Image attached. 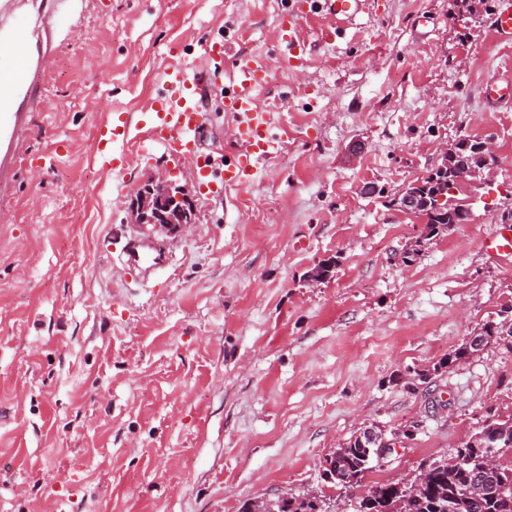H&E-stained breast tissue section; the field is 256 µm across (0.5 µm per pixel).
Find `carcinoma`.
I'll use <instances>...</instances> for the list:
<instances>
[{
  "label": "carcinoma",
  "instance_id": "1",
  "mask_svg": "<svg viewBox=\"0 0 512 512\" xmlns=\"http://www.w3.org/2000/svg\"><path fill=\"white\" fill-rule=\"evenodd\" d=\"M416 190L425 195L426 204L419 213L424 240L430 241L448 230L451 224H465L470 211L454 200L451 192L458 190L454 183L453 167L431 169L419 179ZM445 191L448 205L435 206V192ZM377 443H363L354 435L330 453L342 463L338 473H330L334 483L344 487L359 485L365 473L379 460L373 448L384 445L386 436L374 429ZM512 449V417L499 420L486 418L467 444L457 450L455 458L437 464L422 489L414 492L402 482H384L375 485L359 502L358 512H512V463L501 465L496 480L485 485L480 493L468 496L465 490L479 474L484 459L500 451ZM273 512H322L317 498L307 494L292 495L286 499L273 498Z\"/></svg>",
  "mask_w": 512,
  "mask_h": 512
}]
</instances>
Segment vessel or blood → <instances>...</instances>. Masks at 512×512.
Returning a JSON list of instances; mask_svg holds the SVG:
<instances>
[{"instance_id": "vessel-or-blood-1", "label": "vessel or blood", "mask_w": 512, "mask_h": 512, "mask_svg": "<svg viewBox=\"0 0 512 512\" xmlns=\"http://www.w3.org/2000/svg\"><path fill=\"white\" fill-rule=\"evenodd\" d=\"M65 0H41L43 9L35 18L19 16L22 0H0V199L10 196L16 176L21 144L18 130L30 113L47 106L40 77L55 50L58 7ZM368 0H296L288 18L278 30L285 44L287 61L293 66L305 62L306 47L298 35L296 20L311 9H319L334 23L341 24L363 12ZM234 88L224 97L225 111L240 118L234 129L239 151L233 164L216 171L210 157L199 154L198 136L204 123V97L199 78L189 65L176 64L163 74L164 93L157 95L143 114L146 131L142 151L159 147L176 160L192 161L196 191L222 194L225 188L244 184L258 166L278 150L268 135L270 112L259 102V91L268 81L263 61L241 56L230 61ZM130 130L121 115L100 127L97 150L106 169L124 162L115 152L118 142L128 139Z\"/></svg>"}]
</instances>
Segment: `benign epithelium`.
<instances>
[{"label":"benign epithelium","instance_id":"benign-epithelium-1","mask_svg":"<svg viewBox=\"0 0 512 512\" xmlns=\"http://www.w3.org/2000/svg\"><path fill=\"white\" fill-rule=\"evenodd\" d=\"M466 148L463 141L440 151L439 161L446 164L448 159H456L455 183L460 185L478 180L480 173L460 156ZM396 206L402 211L417 215L422 206V197L416 191L403 189L396 196ZM129 221L141 227L166 235H175L192 223L194 205L190 182L183 184L159 174L148 179L130 195L128 204Z\"/></svg>","mask_w":512,"mask_h":512}]
</instances>
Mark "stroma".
<instances>
[{"mask_svg":"<svg viewBox=\"0 0 512 512\" xmlns=\"http://www.w3.org/2000/svg\"><path fill=\"white\" fill-rule=\"evenodd\" d=\"M291 0H76L45 73L49 110L31 113L11 197L0 204V512H241L281 491L317 492L357 512L371 486L451 459L486 414L512 417V338L463 364L467 336L512 307V40L494 30L512 0H370L351 24L298 34L283 59ZM270 66L261 103L277 153L250 183L195 195L177 236L127 221L131 192L180 170L126 145L102 170L98 127L137 125L171 59L205 68L202 149L235 158L232 76L203 47ZM491 139L496 166L459 194L471 219L411 264L420 219L389 202L427 176L442 147ZM162 245L158 270L129 267L128 242ZM333 261L330 279L309 271ZM412 430L360 486L323 478L326 455L363 426Z\"/></svg>","mask_w":512,"mask_h":512,"instance_id":"stroma-1","label":"stroma"}]
</instances>
